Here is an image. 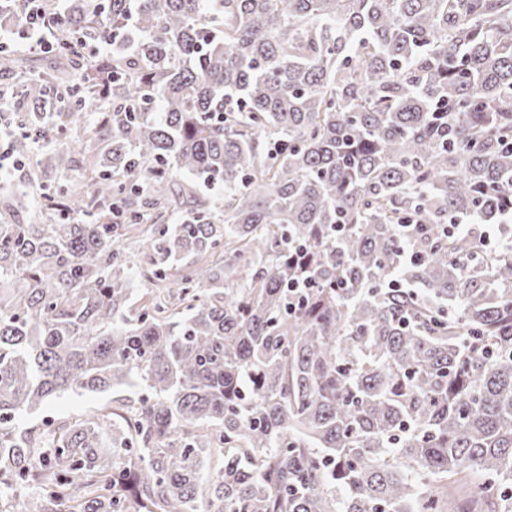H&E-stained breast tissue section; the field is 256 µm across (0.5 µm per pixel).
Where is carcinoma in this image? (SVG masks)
<instances>
[{
	"mask_svg": "<svg viewBox=\"0 0 512 512\" xmlns=\"http://www.w3.org/2000/svg\"><path fill=\"white\" fill-rule=\"evenodd\" d=\"M42 8L50 65L0 49L41 147L0 183V497L512 512V232L448 229L512 213V0ZM78 389L142 394L22 427Z\"/></svg>",
	"mask_w": 512,
	"mask_h": 512,
	"instance_id": "cac0c4a2",
	"label": "carcinoma"
}]
</instances>
